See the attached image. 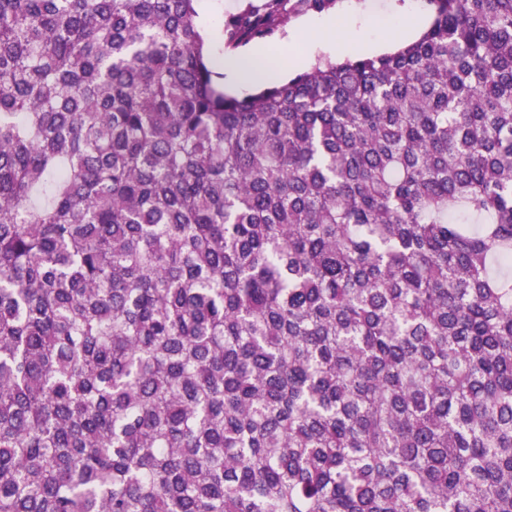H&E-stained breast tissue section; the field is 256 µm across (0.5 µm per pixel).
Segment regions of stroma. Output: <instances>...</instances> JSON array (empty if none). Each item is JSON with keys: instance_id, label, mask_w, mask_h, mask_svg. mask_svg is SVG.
Returning <instances> with one entry per match:
<instances>
[{"instance_id": "obj_1", "label": "stroma", "mask_w": 512, "mask_h": 512, "mask_svg": "<svg viewBox=\"0 0 512 512\" xmlns=\"http://www.w3.org/2000/svg\"><path fill=\"white\" fill-rule=\"evenodd\" d=\"M262 0H198L197 10L210 49V64L223 71L224 58L232 49L224 40V22L248 6L261 5ZM431 11L426 0H336L335 6L324 12L307 8L298 0H290L284 22L272 36L260 40L266 54L286 53L289 62L281 71L282 78L308 70L318 62L342 60L335 53L318 45L315 34L305 33L306 22L321 18L335 22L352 40L368 39L364 55L394 51L420 35L427 27Z\"/></svg>"}]
</instances>
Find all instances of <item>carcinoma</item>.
<instances>
[{
    "label": "carcinoma",
    "mask_w": 512,
    "mask_h": 512,
    "mask_svg": "<svg viewBox=\"0 0 512 512\" xmlns=\"http://www.w3.org/2000/svg\"><path fill=\"white\" fill-rule=\"evenodd\" d=\"M196 2L0 0V512H512V0L242 97Z\"/></svg>",
    "instance_id": "cac0c4a2"
}]
</instances>
